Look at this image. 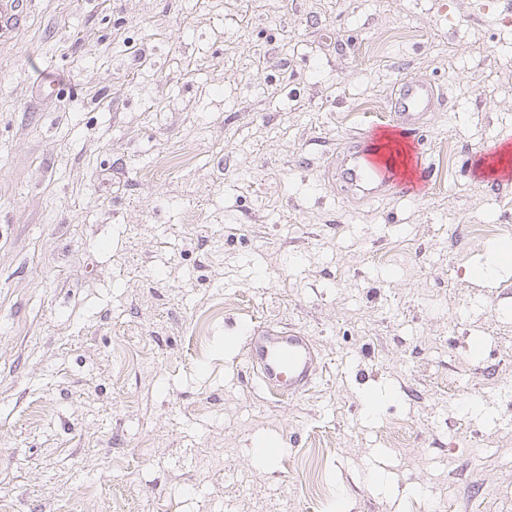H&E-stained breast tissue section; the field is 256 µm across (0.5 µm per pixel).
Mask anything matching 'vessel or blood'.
<instances>
[{
  "label": "vessel or blood",
  "instance_id": "1",
  "mask_svg": "<svg viewBox=\"0 0 512 512\" xmlns=\"http://www.w3.org/2000/svg\"><path fill=\"white\" fill-rule=\"evenodd\" d=\"M438 93L425 81L403 83L397 89L387 121L360 130L351 146L334 157L323 173L328 187H339L352 197L371 201L392 194L421 196L423 184L382 162L376 155L379 133L397 131L412 145L415 161H422L421 124L434 111ZM247 357L258 370L270 395L298 396L313 382L318 353L313 341L295 331H276L260 326L246 328Z\"/></svg>",
  "mask_w": 512,
  "mask_h": 512
}]
</instances>
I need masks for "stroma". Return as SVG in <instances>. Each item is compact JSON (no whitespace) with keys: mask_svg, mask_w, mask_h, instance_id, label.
Instances as JSON below:
<instances>
[{"mask_svg":"<svg viewBox=\"0 0 512 512\" xmlns=\"http://www.w3.org/2000/svg\"><path fill=\"white\" fill-rule=\"evenodd\" d=\"M26 5L0 34V512H512V264L474 274L512 187L467 168L512 131L503 0ZM406 79L443 97L424 197L324 185ZM244 324L312 338L309 392L261 389Z\"/></svg>","mask_w":512,"mask_h":512,"instance_id":"1","label":"stroma"}]
</instances>
